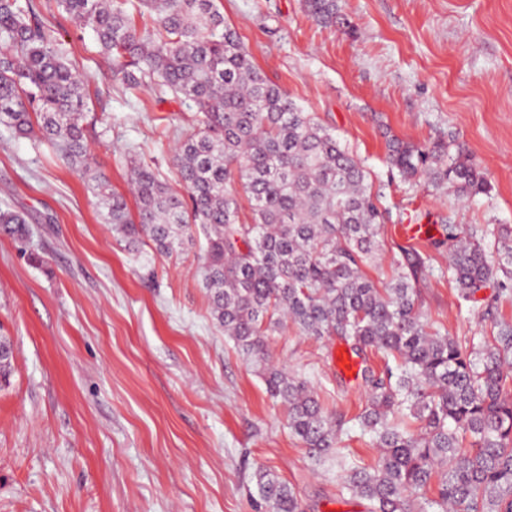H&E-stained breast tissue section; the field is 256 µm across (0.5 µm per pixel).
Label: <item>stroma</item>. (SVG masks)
I'll return each instance as SVG.
<instances>
[{
  "instance_id": "35a3bbf8",
  "label": "stroma",
  "mask_w": 512,
  "mask_h": 512,
  "mask_svg": "<svg viewBox=\"0 0 512 512\" xmlns=\"http://www.w3.org/2000/svg\"><path fill=\"white\" fill-rule=\"evenodd\" d=\"M222 4L265 76L335 128L380 191L391 218L369 275L389 279L401 251H429L400 234L411 216L512 225V0H340L349 30L320 26L302 0ZM59 33L92 77L89 170L0 125V209L32 231L0 237V336L14 351L0 385V512H254L247 488L261 465L303 512H367L340 490L333 464L308 456L211 318L201 250L129 251L88 188L94 173L128 193L133 159L173 178L192 103L147 86L126 92L91 29L64 20ZM384 125L422 145L455 138L489 193L460 201L393 179ZM420 302L460 341L490 331L459 302L447 255L435 254ZM340 346L291 331L273 336L270 352L350 420L366 393L338 370Z\"/></svg>"
}]
</instances>
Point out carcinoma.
I'll return each mask as SVG.
<instances>
[{"label":"carcinoma","instance_id":"cac0c4a2","mask_svg":"<svg viewBox=\"0 0 512 512\" xmlns=\"http://www.w3.org/2000/svg\"><path fill=\"white\" fill-rule=\"evenodd\" d=\"M55 5L93 30L127 89L153 84L194 104L193 129L172 156L183 192L137 163L136 211L100 176H91L92 190L129 250L149 245L171 256L201 246L212 319L284 407L310 458L340 460L341 489L368 501L370 512H512V321H495L493 336L476 343L436 328L418 303L428 253L401 252L387 283L364 273L381 251L386 220L368 172L333 129L259 70L217 0ZM303 5L325 27L352 28L339 0ZM145 9L157 15L151 31L135 20ZM89 83L29 0H0V124L37 135L66 164L88 171ZM383 137L400 179H423L460 200L487 192L480 167L455 141L419 146L388 131ZM27 233L23 215L0 211V236ZM431 247L448 255V276L471 308L490 317L501 298H512L511 224H443ZM487 288L492 298L478 297ZM290 327L383 358L381 370H363L367 403L355 418L380 448L376 465L343 462L345 420L306 377L271 360L270 337ZM0 350L5 382L8 337L0 336ZM251 481L260 512H301L272 469L256 468Z\"/></svg>","mask_w":512,"mask_h":512}]
</instances>
